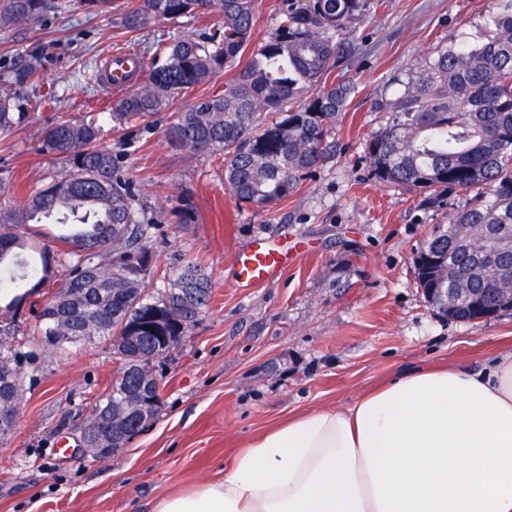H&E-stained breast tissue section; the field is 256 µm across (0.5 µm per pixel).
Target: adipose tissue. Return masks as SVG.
I'll return each instance as SVG.
<instances>
[{"mask_svg": "<svg viewBox=\"0 0 512 512\" xmlns=\"http://www.w3.org/2000/svg\"><path fill=\"white\" fill-rule=\"evenodd\" d=\"M153 512H512V350L289 418Z\"/></svg>", "mask_w": 512, "mask_h": 512, "instance_id": "1", "label": "adipose tissue"}]
</instances>
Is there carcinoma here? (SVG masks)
<instances>
[{"mask_svg": "<svg viewBox=\"0 0 512 512\" xmlns=\"http://www.w3.org/2000/svg\"><path fill=\"white\" fill-rule=\"evenodd\" d=\"M77 4L102 14L112 0H0V29L33 22L47 8ZM364 0H281L269 40L243 55L255 26L254 0H130L120 23L140 29L151 19L216 13L222 28L195 38L160 40L164 62L139 66L137 87L112 107V129L122 139L167 110L171 100L224 70L233 79L176 113L170 142L222 163L224 183L238 201L271 210L322 165L329 131L346 111L353 84L336 72L339 39ZM494 34L475 46L431 54L403 90L379 104L388 123L366 146L371 175L386 184L425 193L421 204L451 207L416 250L414 274L427 302L451 319L470 321L475 299L512 288V0H496ZM41 59L31 56L8 72L0 88V133L21 127L20 90L40 83ZM278 118L271 121L269 115ZM42 151L63 163L46 183L27 187L25 203L8 206L16 191L12 171L0 168V301L15 314L52 282L57 288L38 315L44 342L62 350L109 338L121 366L106 400L95 405L94 438H112L141 384L161 398L160 363L207 311L208 273L188 262L163 276L167 288L151 294L146 278L157 216L121 165L122 154L103 143L93 119L68 120L42 132ZM31 224H57L72 233L37 246ZM430 288L447 292L430 294ZM20 343L0 328V418L14 426L23 373ZM135 415L138 434L156 415Z\"/></svg>", "mask_w": 512, "mask_h": 512, "instance_id": "1", "label": "carcinoma"}]
</instances>
